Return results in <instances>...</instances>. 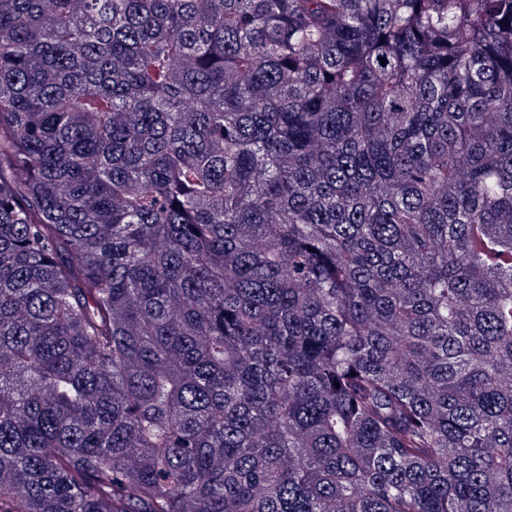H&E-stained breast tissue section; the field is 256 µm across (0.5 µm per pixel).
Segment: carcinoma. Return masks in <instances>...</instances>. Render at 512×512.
I'll return each instance as SVG.
<instances>
[{
  "mask_svg": "<svg viewBox=\"0 0 512 512\" xmlns=\"http://www.w3.org/2000/svg\"><path fill=\"white\" fill-rule=\"evenodd\" d=\"M0 512H512V0H0Z\"/></svg>",
  "mask_w": 512,
  "mask_h": 512,
  "instance_id": "carcinoma-1",
  "label": "carcinoma"
}]
</instances>
